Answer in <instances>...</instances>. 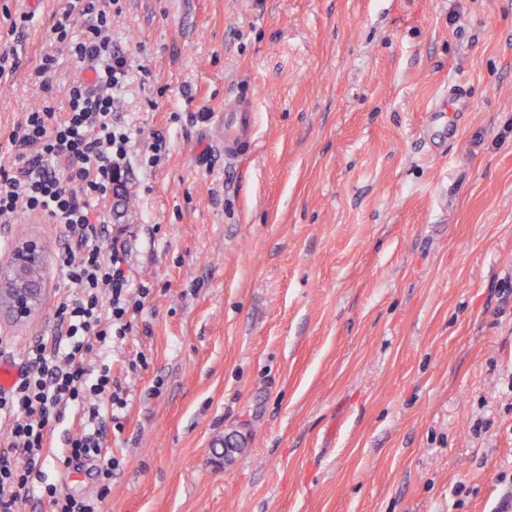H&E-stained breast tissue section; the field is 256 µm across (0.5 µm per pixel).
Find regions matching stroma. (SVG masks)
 Listing matches in <instances>:
<instances>
[{
    "mask_svg": "<svg viewBox=\"0 0 512 512\" xmlns=\"http://www.w3.org/2000/svg\"><path fill=\"white\" fill-rule=\"evenodd\" d=\"M65 4L0 0L28 17L0 38L19 60L0 165L22 112L65 111L85 74L51 37ZM121 5L117 110L137 133L111 221L150 294L109 355L127 399L110 491L95 461L66 462L68 421L44 478L102 512H491L512 473V0ZM459 76L472 106L430 153ZM231 95L256 102L259 137L233 166L205 139ZM61 235L0 223V261L29 236L46 249L41 309L0 318L14 368L53 325ZM463 83V80L452 81L450 89L457 92L451 93L448 97V92L446 91V94L443 96V98L432 107V112H434L435 116L447 118L446 112H448L449 109L468 104V101L462 96L461 93H459V88Z\"/></svg>",
    "mask_w": 512,
    "mask_h": 512,
    "instance_id": "stroma-1",
    "label": "stroma"
}]
</instances>
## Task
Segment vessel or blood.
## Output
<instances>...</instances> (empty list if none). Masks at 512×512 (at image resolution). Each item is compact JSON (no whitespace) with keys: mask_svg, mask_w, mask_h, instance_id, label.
I'll list each match as a JSON object with an SVG mask.
<instances>
[{"mask_svg":"<svg viewBox=\"0 0 512 512\" xmlns=\"http://www.w3.org/2000/svg\"><path fill=\"white\" fill-rule=\"evenodd\" d=\"M209 135L224 149V157L234 161L250 155L257 144L255 108L241 97L225 99L223 111L213 113Z\"/></svg>","mask_w":512,"mask_h":512,"instance_id":"b4317fda","label":"vessel or blood"}]
</instances>
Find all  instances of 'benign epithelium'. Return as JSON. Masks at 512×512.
I'll list each match as a JSON object with an SVG mask.
<instances>
[{
  "mask_svg": "<svg viewBox=\"0 0 512 512\" xmlns=\"http://www.w3.org/2000/svg\"><path fill=\"white\" fill-rule=\"evenodd\" d=\"M43 252L44 246L35 238L15 246L10 269L0 270V316L19 322L38 310L45 291Z\"/></svg>",
  "mask_w": 512,
  "mask_h": 512,
  "instance_id": "1",
  "label": "benign epithelium"
}]
</instances>
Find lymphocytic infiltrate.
I'll use <instances>...</instances> for the list:
<instances>
[{
  "label": "lymphocytic infiltrate",
  "instance_id": "obj_1",
  "mask_svg": "<svg viewBox=\"0 0 512 512\" xmlns=\"http://www.w3.org/2000/svg\"><path fill=\"white\" fill-rule=\"evenodd\" d=\"M119 0H67L52 27L54 40L91 75L72 82L66 112L43 101L24 112L10 135L17 150L0 168V223L22 212L62 225L58 257L63 286L50 332L34 341L13 383L0 387V512H20L37 497L44 512H99L96 503L42 480L44 451L66 413L80 417L67 441L72 459L100 463L102 483L116 464L104 423L127 406L112 378L107 350L122 344L147 289L127 272L128 250L111 235L96 206L129 172L132 129L114 110L130 67L112 48V8ZM85 17L81 31L75 17Z\"/></svg>",
  "mask_w": 512,
  "mask_h": 512
}]
</instances>
